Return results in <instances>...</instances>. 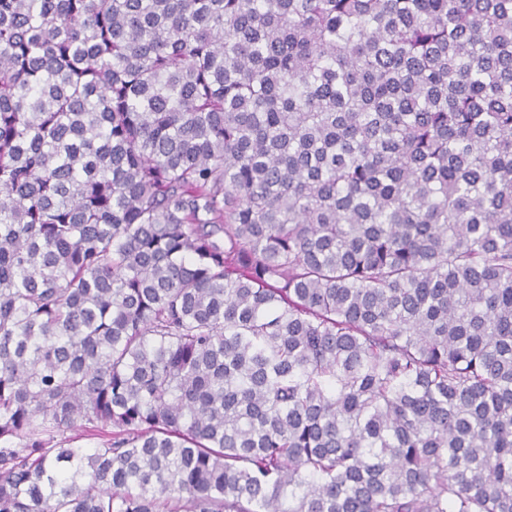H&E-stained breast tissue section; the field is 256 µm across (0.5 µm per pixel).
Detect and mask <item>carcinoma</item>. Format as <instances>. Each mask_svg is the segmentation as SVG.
<instances>
[{
	"label": "carcinoma",
	"mask_w": 512,
	"mask_h": 512,
	"mask_svg": "<svg viewBox=\"0 0 512 512\" xmlns=\"http://www.w3.org/2000/svg\"><path fill=\"white\" fill-rule=\"evenodd\" d=\"M0 512H512V0H0Z\"/></svg>",
	"instance_id": "obj_1"
}]
</instances>
